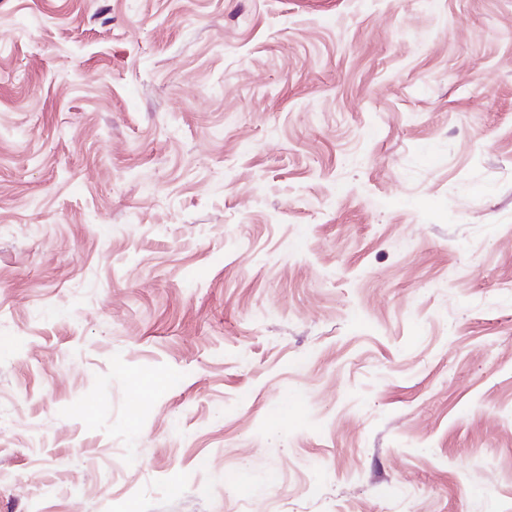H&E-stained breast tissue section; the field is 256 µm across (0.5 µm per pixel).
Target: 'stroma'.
<instances>
[{"mask_svg":"<svg viewBox=\"0 0 512 512\" xmlns=\"http://www.w3.org/2000/svg\"><path fill=\"white\" fill-rule=\"evenodd\" d=\"M0 512H512V0H0Z\"/></svg>","mask_w":512,"mask_h":512,"instance_id":"35a3bbf8","label":"stroma"}]
</instances>
